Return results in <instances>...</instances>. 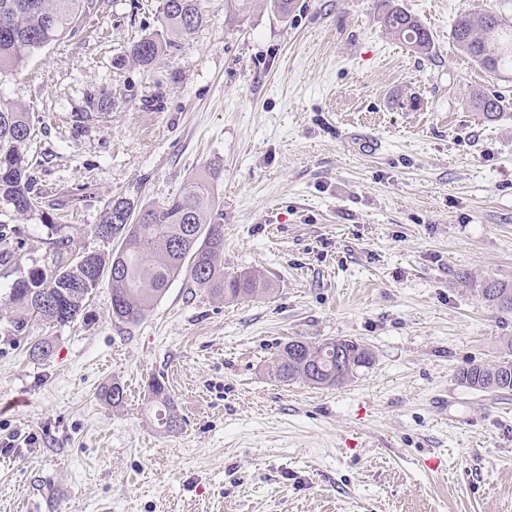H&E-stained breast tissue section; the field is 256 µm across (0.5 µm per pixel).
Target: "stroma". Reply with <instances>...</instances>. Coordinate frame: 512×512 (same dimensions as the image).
Segmentation results:
<instances>
[{"label":"stroma","instance_id":"obj_1","mask_svg":"<svg viewBox=\"0 0 512 512\" xmlns=\"http://www.w3.org/2000/svg\"><path fill=\"white\" fill-rule=\"evenodd\" d=\"M160 0H97L64 42L0 94L33 119L32 169L76 251L104 203L141 206L206 175L226 272L270 293L225 302L175 279L136 324L101 283L86 317L0 312V512H512V391L457 374L512 356V314L479 288L512 282V73H486L452 39L460 15L512 18V0H393L431 33L430 54L386 34L380 0H210L143 70L125 51L160 32ZM501 94L486 121L470 96ZM104 114L77 122L88 100ZM0 300L50 267V229L15 221ZM343 338L370 368L338 388L286 385L280 344ZM49 341V359L31 340ZM185 420L157 434L147 381ZM119 380L125 400L99 397Z\"/></svg>","mask_w":512,"mask_h":512}]
</instances>
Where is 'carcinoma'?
<instances>
[{
	"label": "carcinoma",
	"instance_id": "1",
	"mask_svg": "<svg viewBox=\"0 0 512 512\" xmlns=\"http://www.w3.org/2000/svg\"><path fill=\"white\" fill-rule=\"evenodd\" d=\"M208 0H160L158 22L167 32L190 35L206 19ZM96 7V0H0V79L16 75L36 52L59 43L77 30ZM383 26L419 54L431 49L432 37L411 14L382 0ZM452 38L481 68L496 73L512 64V21L493 11L459 17ZM129 54L143 67L157 64L164 54L159 35L144 37ZM484 119L505 115V100L497 93L473 94ZM29 113L0 94V212L26 219L40 211L26 148L31 138ZM215 197L207 177L191 174L180 192L166 201L137 207L117 197L103 208L90 233L102 241L119 242L108 253L69 254L71 239L53 241L56 260L51 269L35 268L10 288L8 304L14 330L30 321L65 325L85 310L103 280L111 286L112 318L135 324L165 295L172 281L187 276L197 287L226 301L247 299L269 291L267 279L256 271L224 272V225L213 217ZM482 299L500 313H512V283L489 281L480 288ZM345 347L344 369H336V343ZM373 353L356 341L329 338L323 342L296 340L283 345L274 362L275 378L287 384L303 382L323 388L351 381ZM460 383L475 390L512 391V360L471 363L460 369ZM149 403L157 431L171 435L183 429L184 419L164 378L148 382ZM101 398L114 407L123 403L118 381L104 387Z\"/></svg>",
	"mask_w": 512,
	"mask_h": 512
}]
</instances>
